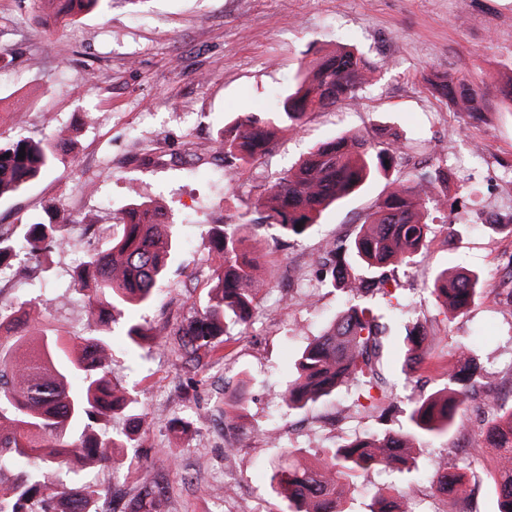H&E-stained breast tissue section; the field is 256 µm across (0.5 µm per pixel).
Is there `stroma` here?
<instances>
[{
    "instance_id": "1",
    "label": "stroma",
    "mask_w": 512,
    "mask_h": 512,
    "mask_svg": "<svg viewBox=\"0 0 512 512\" xmlns=\"http://www.w3.org/2000/svg\"><path fill=\"white\" fill-rule=\"evenodd\" d=\"M347 44L377 70L358 102L310 114L296 132L277 135L268 152L227 179L216 156L225 122L248 112H275L298 76L318 57ZM0 141L45 129L76 130L68 164L0 199V227L9 228L51 206L78 219L93 216L102 231L86 238L70 226L54 253L53 275L65 283L87 255L108 248L104 229L129 201L130 187L164 200V221L178 227L168 281L134 318L158 328L180 324L205 299L214 258L207 231L247 214L254 202L314 144L356 132L375 145L406 153L388 175L326 210L306 235L282 239L277 226L254 229L247 250L270 286L258 296V318L232 328L218 356L188 365L175 344L151 336L137 352L124 343L125 319L109 322L112 377L135 397L142 420L130 447L114 462L79 474L100 491L98 512H129L145 482L164 487L160 512H233L259 500L264 512H288L266 470L283 450L310 460L366 432L398 429L376 412L356 411L353 390L301 412H286L280 393L297 356L342 306L315 273L322 244L352 233L394 179L424 173L432 160L450 170L447 222H435L428 249L412 265H392L400 300L434 336L431 354L399 386L401 396L431 394L442 366L468 344L481 366L477 393L459 407L458 430L431 440L414 457L417 475L384 469L350 485L346 512H369L376 488L410 492L419 512H497L491 479L494 451L483 432L494 406L512 407V113L500 87L512 81V0H105L68 27L44 22L38 0H0ZM485 82L483 117L449 107L426 79L435 74ZM180 102L172 112L165 101ZM480 275L485 289L451 323L428 290L442 269ZM31 269L18 281L0 279V304L36 297L28 324L69 338L96 334L84 298H57ZM494 392L496 405L485 395ZM243 396L238 418L224 403ZM185 428H175V419ZM469 459L465 483L472 502L435 494L431 477L443 462Z\"/></svg>"
}]
</instances>
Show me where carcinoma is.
Wrapping results in <instances>:
<instances>
[{"label":"carcinoma","instance_id":"carcinoma-1","mask_svg":"<svg viewBox=\"0 0 512 512\" xmlns=\"http://www.w3.org/2000/svg\"><path fill=\"white\" fill-rule=\"evenodd\" d=\"M102 0H42L47 15L60 26L99 8ZM375 69L351 49L321 57L288 93L279 112L249 113L224 126L218 147L224 170L235 172L265 153L278 132L301 128L308 114L345 100H358ZM435 90L454 105L465 106L479 120L486 86L446 76ZM70 140L61 132L0 142V197L19 192L44 171L65 164ZM25 151L19 158V151ZM402 153L399 146L377 148L357 134H345L314 148L293 169L269 186L258 209L264 223L275 224L286 237L303 235L331 204L348 197L366 181L387 171ZM448 168L443 165L416 179L395 181L375 204L358 231L345 239L327 240L317 263L320 282L348 294L344 307L300 354L295 372L281 394L289 411L305 410L343 385L356 389L354 405L387 410L396 399L384 362L386 322L403 312L396 290L387 288L385 268L416 262L429 243L431 225L424 212L448 208ZM163 207L130 189L127 208L116 218L120 232L111 246L88 255L70 274L67 289L85 297L87 321L101 325L130 307L149 304L159 294L172 248V225L161 222ZM68 221L36 217L0 234V266L20 256L47 272L51 256L66 241ZM301 229H296V225ZM254 225L222 224L208 231L209 247L218 259L212 287L203 305L176 329L156 330L174 336L182 357L193 362L200 352L216 354L229 327L250 324L257 295L269 287L244 243ZM485 286L477 274L439 272L432 294L446 308L464 313ZM383 299L374 308L361 302L368 293ZM33 301L0 305V469L11 468L14 480L0 482V512H93L100 492L90 484L73 488L83 469L112 463V449L134 441L130 429L103 436L99 428L130 410L134 399L112 379V338L106 333L76 336H31L23 330ZM403 353L407 364L430 355L428 336L416 322H405ZM145 335L129 318L125 338L130 350ZM455 362L443 372L445 385L429 396L409 398L402 428L357 436L323 451L315 464L296 456L268 463L271 482L286 498L289 512H344L346 486L364 474L390 466L412 469L405 448L441 436L457 427L456 413L472 394L469 371L477 368L469 346H458ZM485 440L499 451L495 465L498 512H512V409L489 420ZM435 492L467 494L464 475L439 468L431 484ZM370 512H415L402 488L377 489Z\"/></svg>","mask_w":512,"mask_h":512}]
</instances>
